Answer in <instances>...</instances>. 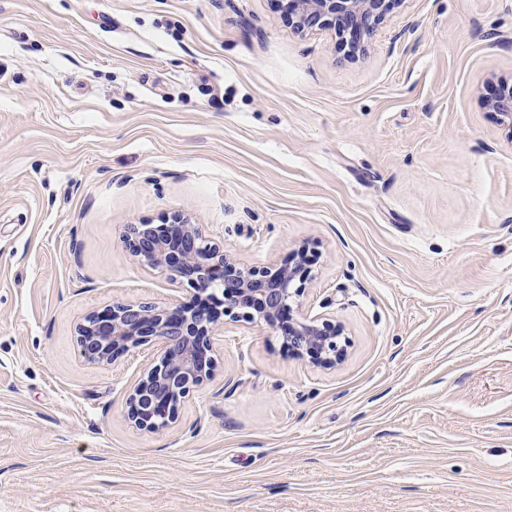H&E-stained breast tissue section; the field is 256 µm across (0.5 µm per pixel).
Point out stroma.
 I'll return each mask as SVG.
<instances>
[{"label": "stroma", "mask_w": 512, "mask_h": 512, "mask_svg": "<svg viewBox=\"0 0 512 512\" xmlns=\"http://www.w3.org/2000/svg\"><path fill=\"white\" fill-rule=\"evenodd\" d=\"M512 0H401L365 51L277 0H0V512H512ZM246 265L309 245L335 365L225 320L176 421L160 359L76 327L187 290L126 227ZM497 83V89L488 100L487 106L491 112H495L499 124L512 137V79L499 78Z\"/></svg>", "instance_id": "obj_1"}]
</instances>
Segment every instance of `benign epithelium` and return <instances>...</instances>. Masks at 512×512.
<instances>
[{"instance_id":"7a95c632","label":"benign epithelium","mask_w":512,"mask_h":512,"mask_svg":"<svg viewBox=\"0 0 512 512\" xmlns=\"http://www.w3.org/2000/svg\"><path fill=\"white\" fill-rule=\"evenodd\" d=\"M400 0H285L288 23L299 33L333 26L362 47ZM512 138V79L497 80L487 102ZM126 239L136 260L169 273L174 283L190 287L189 301L174 306L116 302L87 315L77 326L82 357L110 364L134 348L157 341L160 361L134 386L128 419L138 428L158 431L174 422L191 390L212 377L213 333L224 314L263 322L281 331L294 352L321 365L342 354L341 329L320 317L300 313L308 279V248L295 250L288 263L270 269L248 268L210 240L199 224L174 215L161 224L127 225Z\"/></svg>"}]
</instances>
